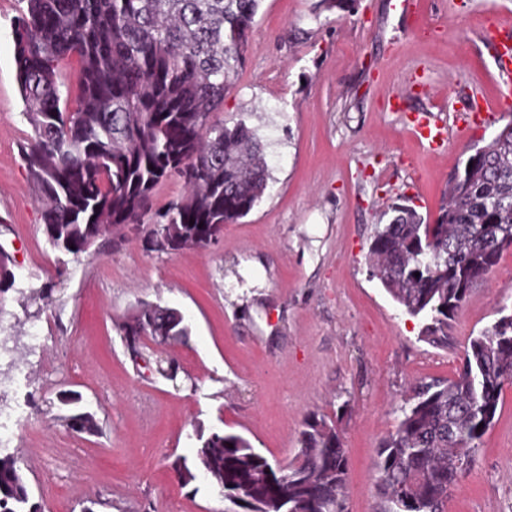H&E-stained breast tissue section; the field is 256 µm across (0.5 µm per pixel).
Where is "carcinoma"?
<instances>
[{
	"instance_id": "obj_1",
	"label": "carcinoma",
	"mask_w": 512,
	"mask_h": 512,
	"mask_svg": "<svg viewBox=\"0 0 512 512\" xmlns=\"http://www.w3.org/2000/svg\"><path fill=\"white\" fill-rule=\"evenodd\" d=\"M13 26L17 81L32 136L23 149L41 195L51 247L78 257L105 232L126 237L151 210L164 180L188 189L155 213L144 247L170 253L205 248L224 225L246 216L268 187V165L255 129L216 114L245 60L261 0H21ZM76 59L75 84L60 63ZM453 179L434 223L413 205L393 204L365 256L377 279L408 315L428 320L423 338L452 341L451 322L471 288L512 247V124L470 156ZM55 286L30 291L44 311ZM144 368L174 381L175 358L143 356L144 339L183 343L190 336L176 308L144 303L117 326ZM512 383V314L469 338L453 379L419 381L396 430L378 450L385 512H445L478 442L494 423L504 384ZM61 416L78 435L99 432L79 396L62 399ZM192 457L174 461L182 487L198 474L222 494L228 512H344L347 448L336 425L308 414L297 454L273 465L242 435L198 425ZM233 447H228V444ZM0 512H40L24 461L0 453Z\"/></svg>"
}]
</instances>
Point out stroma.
<instances>
[{
  "instance_id": "stroma-1",
  "label": "stroma",
  "mask_w": 512,
  "mask_h": 512,
  "mask_svg": "<svg viewBox=\"0 0 512 512\" xmlns=\"http://www.w3.org/2000/svg\"><path fill=\"white\" fill-rule=\"evenodd\" d=\"M262 0L245 64L221 120L242 119L264 144L261 201L203 249L155 253L142 235H105L80 258L54 250L42 202L21 157L32 133L19 93L13 23L0 0V247L15 286L0 295V335L18 358L0 363V405L30 421L15 445L42 512H225L218 493L182 488L173 462L192 456L195 425L241 434L275 465L297 453L302 422L332 419L348 452L345 512H383L377 450L394 432L414 383L451 378L472 334L512 312V248L471 289L448 347L420 337L371 279L370 236L387 207L412 199L436 219L474 147L512 122L490 29L512 21V0ZM501 109L427 151L412 114L447 123L457 87ZM51 282L36 312L24 292ZM142 302L179 309L191 333L165 346L190 379L181 387L136 366L117 325ZM47 341L31 348L29 329ZM82 396L101 432L63 426L62 391ZM446 512H512V384Z\"/></svg>"
}]
</instances>
